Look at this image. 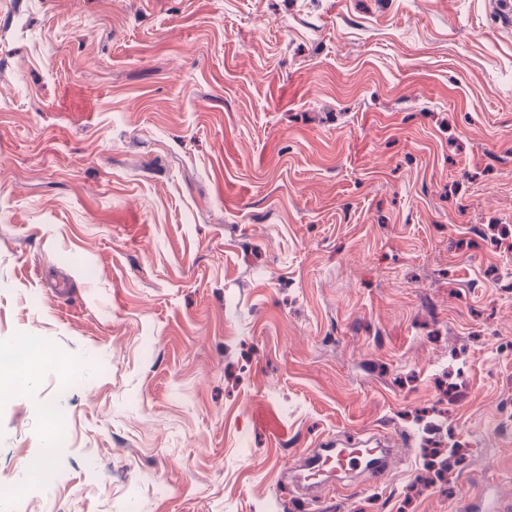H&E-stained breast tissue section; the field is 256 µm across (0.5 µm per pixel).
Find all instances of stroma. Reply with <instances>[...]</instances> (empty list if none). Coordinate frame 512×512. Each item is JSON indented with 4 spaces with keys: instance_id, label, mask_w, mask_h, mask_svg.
I'll return each mask as SVG.
<instances>
[{
    "instance_id": "35a3bbf8",
    "label": "stroma",
    "mask_w": 512,
    "mask_h": 512,
    "mask_svg": "<svg viewBox=\"0 0 512 512\" xmlns=\"http://www.w3.org/2000/svg\"><path fill=\"white\" fill-rule=\"evenodd\" d=\"M29 336L7 512L512 503L501 0H0V346ZM331 438L395 455L285 486Z\"/></svg>"
}]
</instances>
